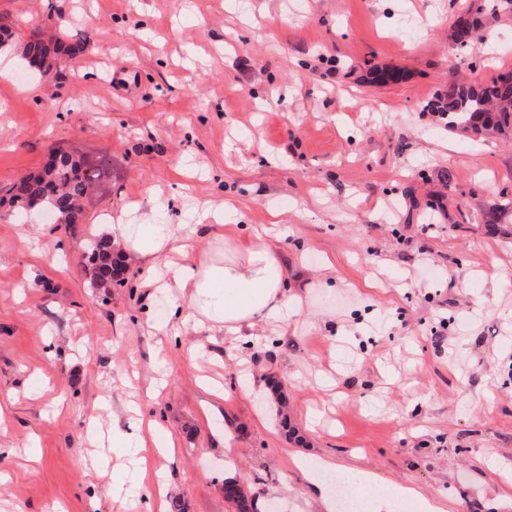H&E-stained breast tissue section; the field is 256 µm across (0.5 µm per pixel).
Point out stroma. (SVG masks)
Returning <instances> with one entry per match:
<instances>
[{"mask_svg":"<svg viewBox=\"0 0 512 512\" xmlns=\"http://www.w3.org/2000/svg\"><path fill=\"white\" fill-rule=\"evenodd\" d=\"M451 21L450 0H0V188L54 147L105 171L80 223L0 207V448L15 451L0 512H146L159 477L164 512H232L230 476L260 512H325L364 494L365 471L449 512H512V226L481 220L512 199V141L423 109L512 69V19L468 58ZM73 25L86 51L54 75L24 66L32 34ZM227 198L243 226H270L297 331L160 330L142 262L122 288L86 276L103 213L195 224ZM132 400L171 452L113 449ZM321 460L336 487L309 474Z\"/></svg>","mask_w":512,"mask_h":512,"instance_id":"1","label":"stroma"}]
</instances>
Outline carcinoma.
I'll use <instances>...</instances> for the list:
<instances>
[{
    "instance_id": "cac0c4a2",
    "label": "carcinoma",
    "mask_w": 512,
    "mask_h": 512,
    "mask_svg": "<svg viewBox=\"0 0 512 512\" xmlns=\"http://www.w3.org/2000/svg\"><path fill=\"white\" fill-rule=\"evenodd\" d=\"M512 14V0H464L462 7L453 15L448 39L453 50L462 55L469 51L477 39L483 38L488 25ZM69 44L58 38L45 40L36 35L23 46L22 56L29 63L40 67L46 74L59 64V54L75 55L84 50L87 34L84 29L72 27L67 32ZM425 108L448 116V129L461 135L475 128L495 138L512 136V79L500 73L489 82L480 84L453 83L451 93L436 95ZM104 174L103 168L82 156L63 152L57 166L44 172L22 177L7 190L9 204L18 211L28 212L36 207L53 213L52 196H57L69 211L67 223L77 224L83 213L82 201L89 188ZM482 223L512 224V201L486 206L481 213ZM115 251L112 240L100 237L90 243V273L93 281L102 284L101 273ZM224 498L234 512H258L255 496L243 491L237 480H224Z\"/></svg>"
}]
</instances>
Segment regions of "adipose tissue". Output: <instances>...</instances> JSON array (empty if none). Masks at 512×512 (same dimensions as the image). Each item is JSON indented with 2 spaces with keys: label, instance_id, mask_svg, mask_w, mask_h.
I'll return each instance as SVG.
<instances>
[{
  "label": "adipose tissue",
  "instance_id": "obj_1",
  "mask_svg": "<svg viewBox=\"0 0 512 512\" xmlns=\"http://www.w3.org/2000/svg\"><path fill=\"white\" fill-rule=\"evenodd\" d=\"M235 214L225 206L226 221L217 230L209 224L188 230L179 224H104L100 231L145 261L142 286L149 297L165 299L168 315L189 305L199 315L198 329L248 342L268 323L296 324L302 300L287 290L288 268L277 248L261 234H243ZM205 236L218 244L207 259L179 265L169 280L157 282L155 267L165 253L187 252L193 240Z\"/></svg>",
  "mask_w": 512,
  "mask_h": 512
}]
</instances>
